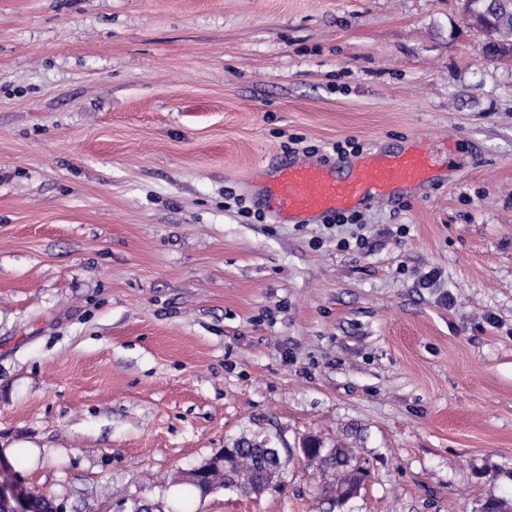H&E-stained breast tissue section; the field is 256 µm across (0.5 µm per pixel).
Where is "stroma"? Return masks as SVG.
<instances>
[{
    "label": "stroma",
    "mask_w": 512,
    "mask_h": 512,
    "mask_svg": "<svg viewBox=\"0 0 512 512\" xmlns=\"http://www.w3.org/2000/svg\"><path fill=\"white\" fill-rule=\"evenodd\" d=\"M461 0H0V481L58 512L512 499V63ZM414 139L356 225L238 211L282 159ZM368 472L335 507L304 441ZM240 440L262 494L187 472ZM267 448H236L237 454L227 459L229 471L215 469L196 486L201 493L222 488L237 493L260 492L276 485L281 461L276 448L265 455Z\"/></svg>",
    "instance_id": "1"
}]
</instances>
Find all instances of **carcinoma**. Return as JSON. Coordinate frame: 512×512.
<instances>
[{"label":"carcinoma","mask_w":512,"mask_h":512,"mask_svg":"<svg viewBox=\"0 0 512 512\" xmlns=\"http://www.w3.org/2000/svg\"><path fill=\"white\" fill-rule=\"evenodd\" d=\"M488 50L501 54L512 53V0H486ZM307 459L317 461L340 472L336 487L335 506L357 493L364 480L363 470L349 467V456L345 449L336 448L328 453L315 443L309 444ZM229 471L215 469L206 474V479L197 485L202 493L222 488L237 493L260 492L277 483L281 461L277 450L265 452L263 448H237V454L227 459Z\"/></svg>","instance_id":"1"}]
</instances>
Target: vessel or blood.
<instances>
[{
	"mask_svg": "<svg viewBox=\"0 0 512 512\" xmlns=\"http://www.w3.org/2000/svg\"><path fill=\"white\" fill-rule=\"evenodd\" d=\"M438 168V154L414 141L333 161L290 158L262 183L258 202L277 222L315 224L424 187Z\"/></svg>",
	"mask_w": 512,
	"mask_h": 512,
	"instance_id": "vessel-or-blood-1",
	"label": "vessel or blood"
}]
</instances>
